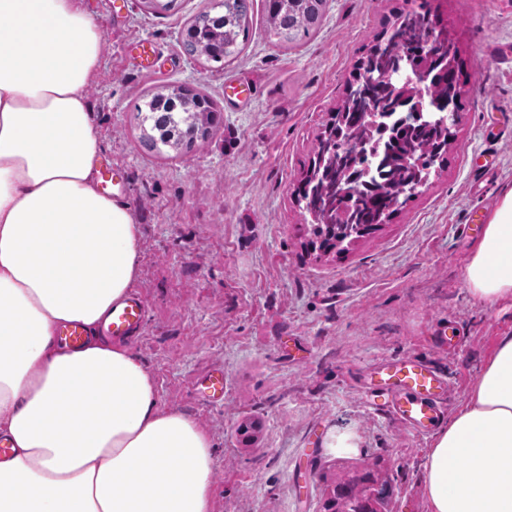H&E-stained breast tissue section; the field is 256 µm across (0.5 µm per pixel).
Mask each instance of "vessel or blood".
Segmentation results:
<instances>
[{
  "mask_svg": "<svg viewBox=\"0 0 512 512\" xmlns=\"http://www.w3.org/2000/svg\"><path fill=\"white\" fill-rule=\"evenodd\" d=\"M144 316V300L138 296L127 298L113 307L104 334L115 340L138 336ZM365 394L378 410L421 435L433 430L443 418L448 383L436 369L421 360L388 358L370 370Z\"/></svg>",
  "mask_w": 512,
  "mask_h": 512,
  "instance_id": "1",
  "label": "vessel or blood"
}]
</instances>
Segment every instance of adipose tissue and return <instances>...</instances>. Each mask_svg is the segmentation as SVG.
I'll list each match as a JSON object with an SVG mask.
<instances>
[{"mask_svg": "<svg viewBox=\"0 0 512 512\" xmlns=\"http://www.w3.org/2000/svg\"><path fill=\"white\" fill-rule=\"evenodd\" d=\"M104 33L81 0H0V512H214L213 443L96 330L140 277L130 206L97 191L88 88ZM512 304V187L465 268ZM78 323L89 342L56 339ZM426 512H512V334L425 450Z\"/></svg>", "mask_w": 512, "mask_h": 512, "instance_id": "obj_1", "label": "adipose tissue"}]
</instances>
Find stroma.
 I'll use <instances>...</instances> for the list:
<instances>
[{"label":"stroma","instance_id":"1","mask_svg":"<svg viewBox=\"0 0 512 512\" xmlns=\"http://www.w3.org/2000/svg\"><path fill=\"white\" fill-rule=\"evenodd\" d=\"M82 0L105 35L89 89L103 160L123 171L124 201L142 231L144 329L129 340L163 406L211 436L215 512H325L336 483L372 476L381 512H425L429 438L362 394L366 372L410 355L466 397L512 307L474 299L464 270L489 213L512 186V0H428L452 35L467 93L439 176L349 251L311 250L294 189L317 134L362 52L392 11L420 0H327L320 28L285 46L254 0L250 40L233 63L189 55L187 25L205 0ZM148 39L155 73L130 56ZM190 85L221 114L193 150L159 155L140 140L134 106ZM456 328L452 345L435 338ZM224 371V396L201 380Z\"/></svg>","mask_w":512,"mask_h":512}]
</instances>
